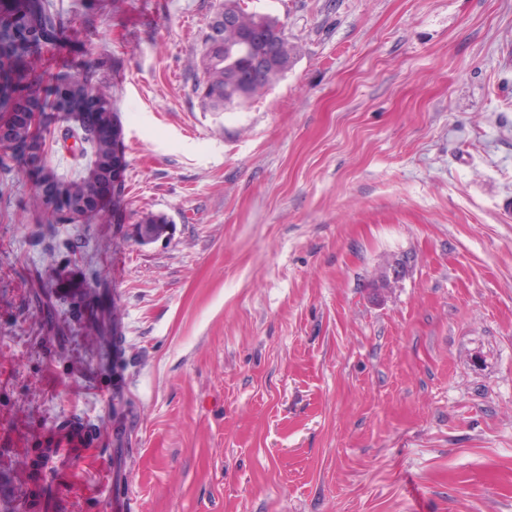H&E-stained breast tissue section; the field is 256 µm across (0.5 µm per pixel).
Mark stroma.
<instances>
[{
    "instance_id": "stroma-1",
    "label": "stroma",
    "mask_w": 512,
    "mask_h": 512,
    "mask_svg": "<svg viewBox=\"0 0 512 512\" xmlns=\"http://www.w3.org/2000/svg\"><path fill=\"white\" fill-rule=\"evenodd\" d=\"M218 2L63 28L121 129L91 223L0 168V505L512 512V0H245L293 63L210 112Z\"/></svg>"
}]
</instances>
